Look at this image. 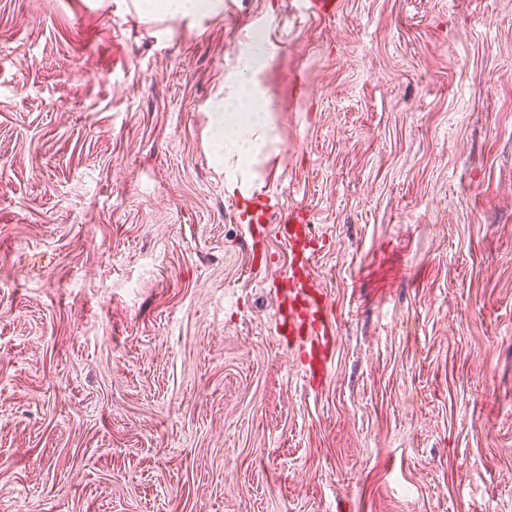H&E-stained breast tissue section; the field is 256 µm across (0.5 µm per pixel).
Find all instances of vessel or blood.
Wrapping results in <instances>:
<instances>
[{"mask_svg": "<svg viewBox=\"0 0 512 512\" xmlns=\"http://www.w3.org/2000/svg\"><path fill=\"white\" fill-rule=\"evenodd\" d=\"M237 211L245 216L247 227L259 230L265 224H272V217L280 219L274 226L288 251V264L276 285L277 334L288 345L298 348L309 382H321L332 364L336 322L331 317L324 291L317 287L312 277L317 253L315 229L302 212L277 216L276 198L269 192L243 198Z\"/></svg>", "mask_w": 512, "mask_h": 512, "instance_id": "vessel-or-blood-1", "label": "vessel or blood"}]
</instances>
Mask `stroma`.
<instances>
[{"instance_id":"stroma-1","label":"stroma","mask_w":512,"mask_h":512,"mask_svg":"<svg viewBox=\"0 0 512 512\" xmlns=\"http://www.w3.org/2000/svg\"><path fill=\"white\" fill-rule=\"evenodd\" d=\"M225 1L0 0V512H512V0ZM258 13L316 386L211 147ZM276 234L288 251V264L278 277L277 334L301 352L302 367L310 383L328 374L336 342V322L329 301L312 277L318 238L301 211L281 217Z\"/></svg>"}]
</instances>
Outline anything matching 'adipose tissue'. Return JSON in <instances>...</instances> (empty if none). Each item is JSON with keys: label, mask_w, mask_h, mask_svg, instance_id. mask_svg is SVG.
Returning <instances> with one entry per match:
<instances>
[{"label": "adipose tissue", "mask_w": 512, "mask_h": 512, "mask_svg": "<svg viewBox=\"0 0 512 512\" xmlns=\"http://www.w3.org/2000/svg\"><path fill=\"white\" fill-rule=\"evenodd\" d=\"M274 57L266 41H251L224 81L223 112L216 115L212 147L228 164V190L243 188L251 168L275 138L276 114L262 83Z\"/></svg>", "instance_id": "obj_1"}]
</instances>
